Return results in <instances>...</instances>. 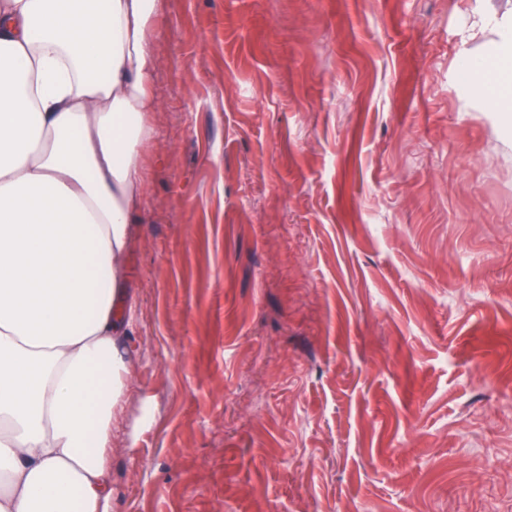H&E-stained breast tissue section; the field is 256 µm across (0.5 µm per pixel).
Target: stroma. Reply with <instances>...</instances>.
<instances>
[{
	"instance_id": "1",
	"label": "stroma",
	"mask_w": 512,
	"mask_h": 512,
	"mask_svg": "<svg viewBox=\"0 0 512 512\" xmlns=\"http://www.w3.org/2000/svg\"><path fill=\"white\" fill-rule=\"evenodd\" d=\"M512 0H158L110 512H512ZM495 28L498 40L473 64V71L478 75L475 87L492 111L505 113L510 121L505 131L511 135L512 15L510 20L496 22Z\"/></svg>"
}]
</instances>
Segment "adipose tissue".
<instances>
[{
	"mask_svg": "<svg viewBox=\"0 0 512 512\" xmlns=\"http://www.w3.org/2000/svg\"><path fill=\"white\" fill-rule=\"evenodd\" d=\"M158 0H0V512H108ZM476 88L512 112V19Z\"/></svg>",
	"mask_w": 512,
	"mask_h": 512,
	"instance_id": "obj_1",
	"label": "adipose tissue"
}]
</instances>
